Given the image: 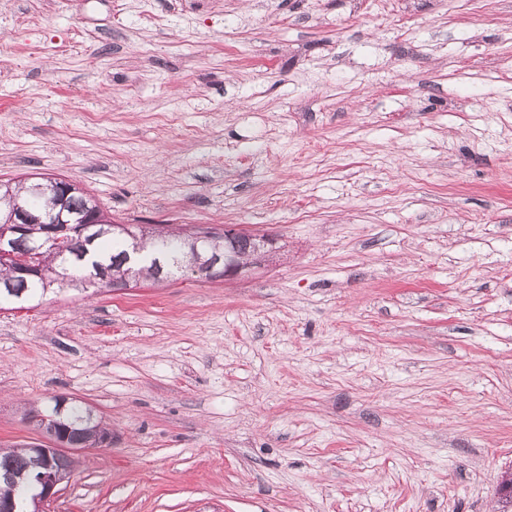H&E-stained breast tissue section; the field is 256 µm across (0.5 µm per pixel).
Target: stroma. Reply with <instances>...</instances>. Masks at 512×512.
Returning <instances> with one entry per match:
<instances>
[{"label":"stroma","mask_w":512,"mask_h":512,"mask_svg":"<svg viewBox=\"0 0 512 512\" xmlns=\"http://www.w3.org/2000/svg\"><path fill=\"white\" fill-rule=\"evenodd\" d=\"M277 239L243 279L0 311V448L89 405L45 512H497L512 0H0V180ZM53 405L47 407L43 412L44 414H36V422H40L44 415L51 421L58 423V426L62 429L70 430L68 433V444L71 450H80L94 445V430L99 428L101 424L96 422L94 418L92 421L82 426V421L90 415V409L83 406L78 401H73L69 407L60 414L58 411L57 398H53ZM47 418L45 421L47 423ZM48 423V424H49ZM82 426V427H81Z\"/></svg>","instance_id":"35a3bbf8"}]
</instances>
